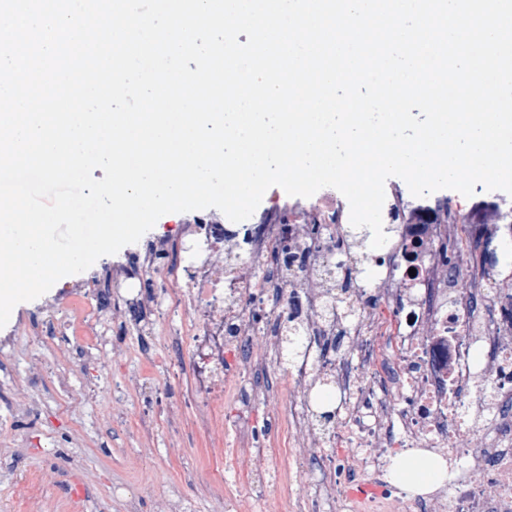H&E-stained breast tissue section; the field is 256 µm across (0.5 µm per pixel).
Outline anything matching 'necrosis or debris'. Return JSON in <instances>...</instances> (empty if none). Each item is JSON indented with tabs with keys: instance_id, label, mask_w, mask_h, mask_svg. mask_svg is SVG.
Returning a JSON list of instances; mask_svg holds the SVG:
<instances>
[{
	"instance_id": "obj_1",
	"label": "necrosis or debris",
	"mask_w": 512,
	"mask_h": 512,
	"mask_svg": "<svg viewBox=\"0 0 512 512\" xmlns=\"http://www.w3.org/2000/svg\"><path fill=\"white\" fill-rule=\"evenodd\" d=\"M343 214L329 193L289 225H270L273 273L284 288L278 308L269 302L268 273L242 253L249 228H224L207 213L189 227L182 263L158 275L164 306L181 313L192 341L189 404L212 414L225 400L257 398L254 337L271 328L297 335L292 352L278 345L272 354L300 389L289 408L298 428L285 451L273 448L270 433L235 426L262 460L240 489L256 512H264L270 472L285 456L322 477L318 493H290L294 512H512V291L498 277L468 275L472 241L463 225H400L384 263L370 269L344 245ZM307 224L324 225V234L307 236ZM450 235L458 259L448 266L438 253ZM353 267L363 272L356 289L336 290L337 273ZM336 334L348 349L319 353L322 339ZM324 381L334 392L321 429L313 420ZM415 449L448 463L435 493H407L392 478L398 451ZM363 484L371 495L348 496Z\"/></svg>"
}]
</instances>
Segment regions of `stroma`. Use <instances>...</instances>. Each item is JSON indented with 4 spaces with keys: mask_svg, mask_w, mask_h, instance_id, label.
Instances as JSON below:
<instances>
[{
    "mask_svg": "<svg viewBox=\"0 0 512 512\" xmlns=\"http://www.w3.org/2000/svg\"><path fill=\"white\" fill-rule=\"evenodd\" d=\"M313 203L270 188L249 219L254 235L268 214ZM194 218L162 216L137 243L18 304L0 328V512H28L18 493L34 474L45 484L38 512H176L184 503L224 512L217 480L229 467L244 480L254 460L185 404L193 381L180 314L157 310L150 291L137 313L111 306L122 274L148 270L162 253L180 261V234ZM73 285L88 290L101 317L94 338L78 335L66 307ZM299 396L281 380L254 406L251 423L287 424Z\"/></svg>",
    "mask_w": 512,
    "mask_h": 512,
    "instance_id": "1",
    "label": "stroma"
}]
</instances>
